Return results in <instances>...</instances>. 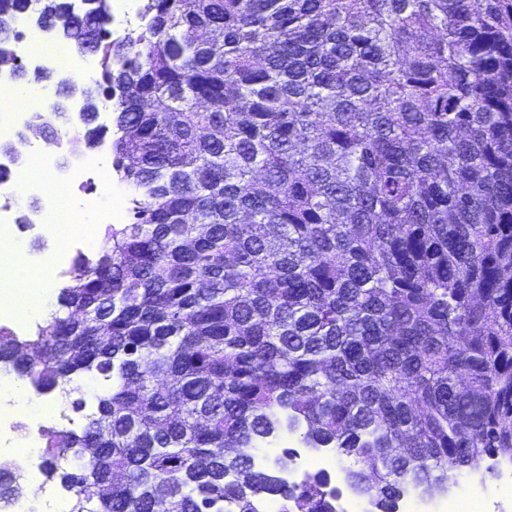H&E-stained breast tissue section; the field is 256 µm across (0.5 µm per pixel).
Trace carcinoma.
Segmentation results:
<instances>
[{
  "mask_svg": "<svg viewBox=\"0 0 512 512\" xmlns=\"http://www.w3.org/2000/svg\"><path fill=\"white\" fill-rule=\"evenodd\" d=\"M0 0V66L25 75L18 13L61 27L115 104L116 172L143 189L109 250L78 257L53 314L0 365L39 393L102 392L48 429L70 512H337L327 474L258 465L283 429L410 484L512 465V0ZM129 158L133 165L126 166ZM25 477L0 461V512Z\"/></svg>",
  "mask_w": 512,
  "mask_h": 512,
  "instance_id": "obj_1",
  "label": "carcinoma"
}]
</instances>
